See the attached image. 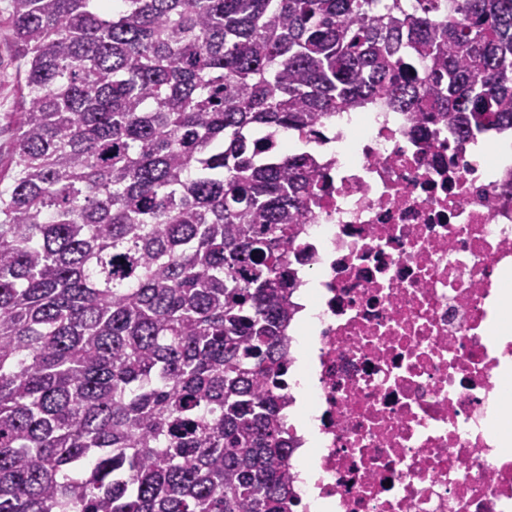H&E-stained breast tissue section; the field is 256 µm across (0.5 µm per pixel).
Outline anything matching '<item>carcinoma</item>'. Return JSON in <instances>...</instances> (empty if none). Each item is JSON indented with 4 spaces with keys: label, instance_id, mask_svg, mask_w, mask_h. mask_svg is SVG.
Segmentation results:
<instances>
[{
    "label": "carcinoma",
    "instance_id": "obj_1",
    "mask_svg": "<svg viewBox=\"0 0 512 512\" xmlns=\"http://www.w3.org/2000/svg\"><path fill=\"white\" fill-rule=\"evenodd\" d=\"M11 20L0 512H295L288 249L320 166L257 134L379 95L512 128V0H11Z\"/></svg>",
    "mask_w": 512,
    "mask_h": 512
}]
</instances>
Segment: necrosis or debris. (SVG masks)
Listing matches in <instances>:
<instances>
[{
    "label": "necrosis or debris",
    "mask_w": 512,
    "mask_h": 512,
    "mask_svg": "<svg viewBox=\"0 0 512 512\" xmlns=\"http://www.w3.org/2000/svg\"><path fill=\"white\" fill-rule=\"evenodd\" d=\"M512 130L463 136L377 100L325 117L323 186L288 262L318 307L288 477L325 512H512ZM487 167L471 160L475 147ZM317 466L314 485L302 477Z\"/></svg>",
    "instance_id": "4bbe7bcc"
}]
</instances>
